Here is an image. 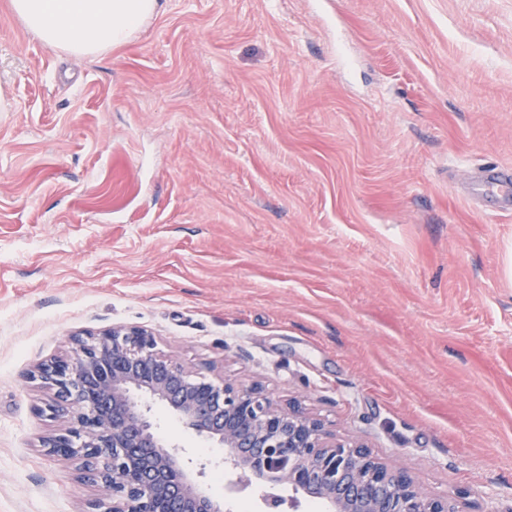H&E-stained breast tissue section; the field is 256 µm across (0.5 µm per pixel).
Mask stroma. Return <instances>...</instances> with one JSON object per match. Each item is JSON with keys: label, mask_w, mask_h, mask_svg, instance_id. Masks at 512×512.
<instances>
[{"label": "stroma", "mask_w": 512, "mask_h": 512, "mask_svg": "<svg viewBox=\"0 0 512 512\" xmlns=\"http://www.w3.org/2000/svg\"><path fill=\"white\" fill-rule=\"evenodd\" d=\"M0 512H83L28 372L76 334L321 418L456 512L512 502V0H165L100 58L0 0ZM468 195L475 200L480 194L512 195V170L488 166L475 173L468 182Z\"/></svg>", "instance_id": "obj_1"}]
</instances>
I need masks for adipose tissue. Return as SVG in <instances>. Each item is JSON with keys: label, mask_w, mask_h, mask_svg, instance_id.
<instances>
[{"label": "adipose tissue", "mask_w": 512, "mask_h": 512, "mask_svg": "<svg viewBox=\"0 0 512 512\" xmlns=\"http://www.w3.org/2000/svg\"><path fill=\"white\" fill-rule=\"evenodd\" d=\"M163 0H10V12L44 45L77 58L130 41Z\"/></svg>", "instance_id": "adipose-tissue-1"}]
</instances>
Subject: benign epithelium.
Here are the masks:
<instances>
[{
  "mask_svg": "<svg viewBox=\"0 0 512 512\" xmlns=\"http://www.w3.org/2000/svg\"><path fill=\"white\" fill-rule=\"evenodd\" d=\"M73 344V356L39 365L30 379L49 393L39 411L64 422L42 441L47 454L79 461L99 489L86 512H224L243 473L261 489L259 512H280L283 498L272 490L285 487L334 512H456L448 497L426 495L364 446L333 437L321 419L160 355L142 327L115 326ZM153 401L224 449V497L205 492L204 471L168 450L149 416Z\"/></svg>",
  "mask_w": 512,
  "mask_h": 512,
  "instance_id": "1",
  "label": "benign epithelium"
}]
</instances>
